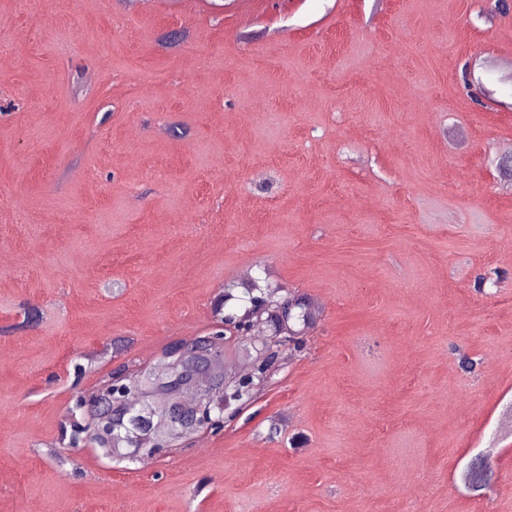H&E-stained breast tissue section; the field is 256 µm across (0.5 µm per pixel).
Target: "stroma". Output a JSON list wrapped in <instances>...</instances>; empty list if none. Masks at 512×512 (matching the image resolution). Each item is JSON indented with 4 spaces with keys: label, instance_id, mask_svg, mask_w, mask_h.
Segmentation results:
<instances>
[{
    "label": "stroma",
    "instance_id": "1",
    "mask_svg": "<svg viewBox=\"0 0 512 512\" xmlns=\"http://www.w3.org/2000/svg\"><path fill=\"white\" fill-rule=\"evenodd\" d=\"M510 157L496 0H0V512H512ZM255 278L315 322L222 431L68 447Z\"/></svg>",
    "mask_w": 512,
    "mask_h": 512
}]
</instances>
